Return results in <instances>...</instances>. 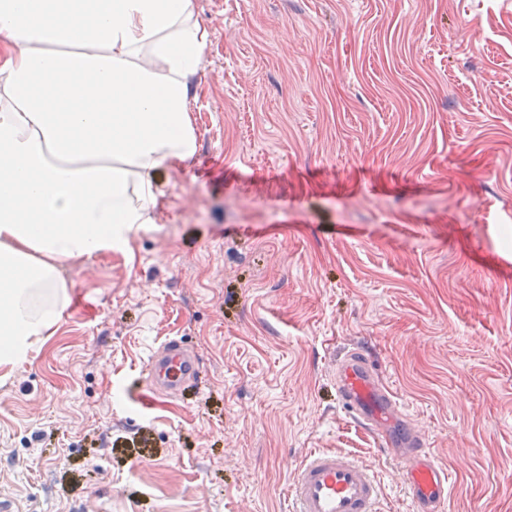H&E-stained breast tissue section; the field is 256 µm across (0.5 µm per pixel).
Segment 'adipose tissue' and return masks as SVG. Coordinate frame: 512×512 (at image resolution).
I'll list each match as a JSON object with an SVG mask.
<instances>
[{"mask_svg": "<svg viewBox=\"0 0 512 512\" xmlns=\"http://www.w3.org/2000/svg\"><path fill=\"white\" fill-rule=\"evenodd\" d=\"M193 0H0V366L68 302L61 265L127 248L189 161Z\"/></svg>", "mask_w": 512, "mask_h": 512, "instance_id": "obj_1", "label": "adipose tissue"}]
</instances>
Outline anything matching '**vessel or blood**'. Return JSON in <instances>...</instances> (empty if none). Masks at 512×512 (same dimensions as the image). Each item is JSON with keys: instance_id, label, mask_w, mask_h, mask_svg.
Listing matches in <instances>:
<instances>
[{"instance_id": "1", "label": "vessel or blood", "mask_w": 512, "mask_h": 512, "mask_svg": "<svg viewBox=\"0 0 512 512\" xmlns=\"http://www.w3.org/2000/svg\"><path fill=\"white\" fill-rule=\"evenodd\" d=\"M197 372L194 352L177 339L154 350L146 366L152 392L166 396L176 395ZM336 387L343 407L380 440L381 453L394 462L416 512H443L448 473L363 350L354 349L339 362ZM379 495L380 485L368 466L324 451L312 452L287 488L289 512H377Z\"/></svg>"}]
</instances>
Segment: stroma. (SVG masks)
<instances>
[{
  "label": "stroma",
  "instance_id": "1",
  "mask_svg": "<svg viewBox=\"0 0 512 512\" xmlns=\"http://www.w3.org/2000/svg\"><path fill=\"white\" fill-rule=\"evenodd\" d=\"M195 154L0 379V512H287L314 450L415 512L336 363L369 352L452 476L512 512V0H194ZM171 338L195 380L145 404Z\"/></svg>",
  "mask_w": 512,
  "mask_h": 512
}]
</instances>
